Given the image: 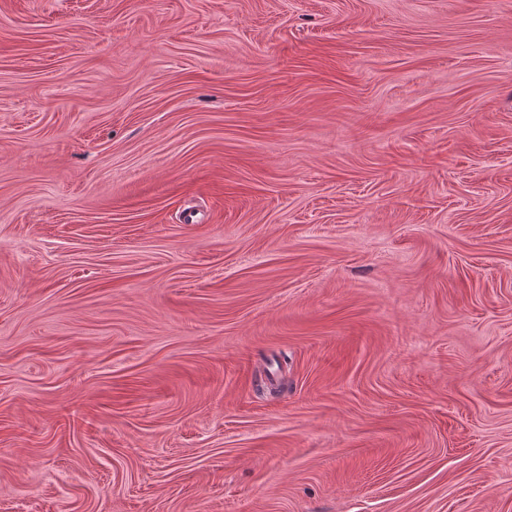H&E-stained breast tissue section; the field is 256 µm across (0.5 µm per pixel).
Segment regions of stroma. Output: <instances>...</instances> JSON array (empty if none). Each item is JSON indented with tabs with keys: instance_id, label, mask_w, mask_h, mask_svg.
Here are the masks:
<instances>
[{
	"instance_id": "1",
	"label": "stroma",
	"mask_w": 512,
	"mask_h": 512,
	"mask_svg": "<svg viewBox=\"0 0 512 512\" xmlns=\"http://www.w3.org/2000/svg\"><path fill=\"white\" fill-rule=\"evenodd\" d=\"M0 512H512V0H0Z\"/></svg>"
}]
</instances>
